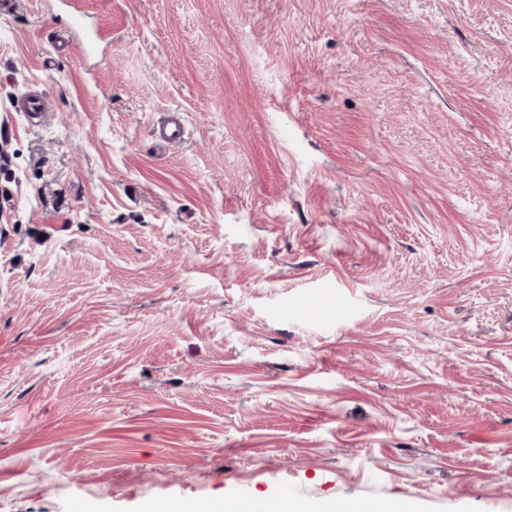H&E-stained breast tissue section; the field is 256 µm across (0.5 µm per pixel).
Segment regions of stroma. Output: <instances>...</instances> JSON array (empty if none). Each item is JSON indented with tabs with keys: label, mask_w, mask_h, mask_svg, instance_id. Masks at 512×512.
Instances as JSON below:
<instances>
[{
	"label": "stroma",
	"mask_w": 512,
	"mask_h": 512,
	"mask_svg": "<svg viewBox=\"0 0 512 512\" xmlns=\"http://www.w3.org/2000/svg\"><path fill=\"white\" fill-rule=\"evenodd\" d=\"M69 10L0 12V512H512V0ZM20 109L26 112L31 119H41L48 112L46 98L36 92H25L19 100ZM263 506L256 501L245 499L243 501V510L238 506L235 499H224L221 503L211 502H189L174 506L172 511L166 512H320L317 506L305 501L282 500L279 498L258 499ZM341 512H410L403 504H381L347 500L340 502Z\"/></svg>",
	"instance_id": "stroma-1"
}]
</instances>
